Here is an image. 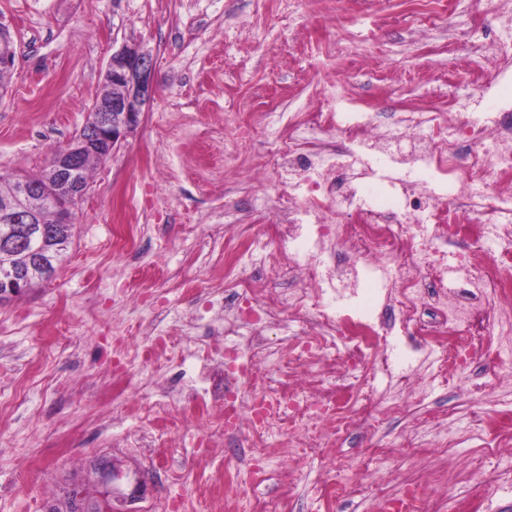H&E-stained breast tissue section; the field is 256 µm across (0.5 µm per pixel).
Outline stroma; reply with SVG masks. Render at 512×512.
<instances>
[{
    "instance_id": "1",
    "label": "stroma",
    "mask_w": 512,
    "mask_h": 512,
    "mask_svg": "<svg viewBox=\"0 0 512 512\" xmlns=\"http://www.w3.org/2000/svg\"><path fill=\"white\" fill-rule=\"evenodd\" d=\"M417 0H0L20 63L0 92V173L40 170L87 120L114 48L141 43L154 59L156 92L140 124L89 177L71 245L55 276L0 306V512L66 506L70 484L90 479V462L111 459L123 486L145 480L125 512H160L174 492L205 512L234 470H247L241 434L197 454L195 437L212 423L190 394L204 346L223 342L210 303L236 280L302 288L297 274L262 261L224 274L216 230L242 225L273 235L279 178L266 142L294 112L332 102L357 104L389 124L402 112H443L456 98L478 104L455 52L458 35L501 48L512 30L485 27L473 0H457L446 24L421 27ZM199 281L186 292L181 284ZM129 282L124 293L113 282ZM149 292L143 319L131 296ZM134 344L156 336L180 344L158 362L113 353L112 330ZM373 406L364 425L327 438L316 453L271 468L254 498L295 493L288 512H380V494L407 482L426 488L429 512L464 501L469 512H512V447L490 449L474 413L512 428V385L475 398L465 382L413 392L414 413L386 411L389 385L364 377ZM452 423L461 440L450 453L428 447L431 417ZM418 426L424 448L402 444ZM400 449L380 474L362 463L376 448ZM348 463L353 491L333 501L320 484Z\"/></svg>"
}]
</instances>
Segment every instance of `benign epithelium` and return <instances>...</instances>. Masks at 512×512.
I'll return each mask as SVG.
<instances>
[{"mask_svg":"<svg viewBox=\"0 0 512 512\" xmlns=\"http://www.w3.org/2000/svg\"><path fill=\"white\" fill-rule=\"evenodd\" d=\"M153 58L137 43H122L110 58L104 82L119 89L110 100L98 103L91 123L79 130L65 151L54 160L52 177L64 200L53 205L51 223L73 224L78 204L88 191L82 179L86 159L90 156L108 158L118 144L140 123L142 112L150 105L153 85ZM39 184L22 179L8 199L0 203V221L7 224H41L40 213L30 206L38 194ZM34 285L29 274L11 266L0 271V304L24 296ZM71 512H114L112 496L92 500L88 485L78 483L68 491Z\"/></svg>","mask_w":512,"mask_h":512,"instance_id":"obj_1","label":"benign epithelium"}]
</instances>
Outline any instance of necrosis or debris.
<instances>
[{
    "label": "necrosis or debris",
    "mask_w": 512,
    "mask_h": 512,
    "mask_svg": "<svg viewBox=\"0 0 512 512\" xmlns=\"http://www.w3.org/2000/svg\"><path fill=\"white\" fill-rule=\"evenodd\" d=\"M503 77L489 60L479 91L490 115L482 121L453 103L384 128L373 114L328 109L302 113L274 135L270 153L285 171L277 233L295 249L283 259L245 234L225 241L224 268L261 251L270 267L299 269L306 287L244 280L232 299H217L227 335L252 329L232 354L241 388L229 397L207 386L193 392L224 409L211 440L246 433L250 475L278 462L274 438L313 449L323 424L339 436L356 428L366 371L388 378L390 407L404 411L405 394L429 381L398 368L396 356L441 378L456 373L476 396L490 388L475 365L512 350V315L503 310L512 304V97L499 92ZM331 131L341 146L327 140ZM454 241L464 247L452 255ZM364 268L382 290L381 307L333 304L336 289L358 287ZM286 310L309 314L311 333L284 350L263 346L265 325Z\"/></svg>",
    "instance_id": "1"
}]
</instances>
